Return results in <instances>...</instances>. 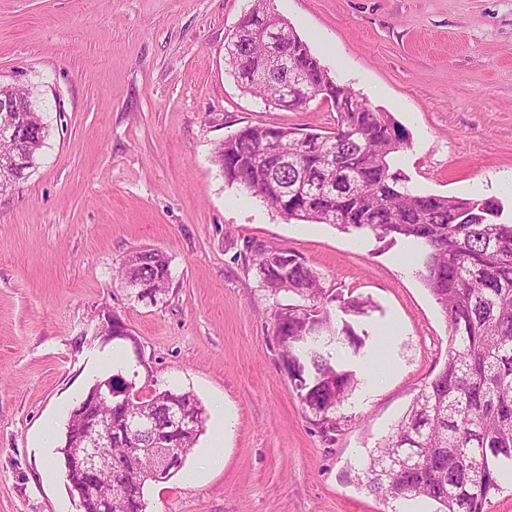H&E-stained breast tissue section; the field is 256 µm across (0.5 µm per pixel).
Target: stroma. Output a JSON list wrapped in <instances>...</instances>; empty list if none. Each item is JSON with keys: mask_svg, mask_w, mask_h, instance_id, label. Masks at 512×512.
Segmentation results:
<instances>
[{"mask_svg": "<svg viewBox=\"0 0 512 512\" xmlns=\"http://www.w3.org/2000/svg\"><path fill=\"white\" fill-rule=\"evenodd\" d=\"M251 0H0V82L33 88L49 127L29 178L0 192V512H79L46 423L63 429L111 375L108 314L137 337L124 376L193 391L224 414V446L200 436L183 469L149 486V512H435L391 508L354 469L448 354L445 318L416 274L411 242L286 221L228 185L214 148L240 128H334L316 99L273 109L243 89L224 46ZM340 86L391 113L406 144L391 159L421 194L496 199L512 221V0H273ZM276 244L304 258L357 317L377 360L324 434L279 358L276 304L242 254ZM170 259L162 301L131 298L124 257ZM392 365L382 380L373 363ZM223 464L211 468V453Z\"/></svg>", "mask_w": 512, "mask_h": 512, "instance_id": "stroma-1", "label": "stroma"}]
</instances>
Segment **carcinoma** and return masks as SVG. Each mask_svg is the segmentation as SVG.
<instances>
[{"instance_id": "obj_1", "label": "carcinoma", "mask_w": 512, "mask_h": 512, "mask_svg": "<svg viewBox=\"0 0 512 512\" xmlns=\"http://www.w3.org/2000/svg\"><path fill=\"white\" fill-rule=\"evenodd\" d=\"M251 12L263 14L270 26L283 24L272 0H253ZM231 39L237 51L225 59L244 88L275 108L284 106L277 100L279 76L269 72L271 60L250 28L249 13ZM296 63L315 85L332 91L324 100L336 109L334 130L319 134L246 125L215 148L214 162L228 184L262 198L279 213L296 207L290 221L398 237L420 250L418 276L448 324V355L368 453L355 478L386 503L419 498L437 503V512H487L501 479L512 477V224L499 221L501 206L493 198L413 192L406 178L391 171L390 159L404 147L405 134L390 113L375 111L337 85L310 51ZM29 94L25 86L0 84V123L18 121L21 128L13 138L0 139V157L18 159L0 169V186L7 188L28 178L48 135ZM249 262L266 292L294 297L270 317L281 365L313 422L326 433L336 431V412L357 377L334 355V345L342 342L358 356L368 334L357 333L346 319L336 322L331 303L340 302L346 315L361 316L367 301L339 300L320 273L285 247L262 245ZM118 278L135 290V298L148 294L155 304L171 279L169 259L154 248L134 251L119 266ZM106 327L112 339L139 352L137 338L119 316L112 315ZM136 376L135 371L128 379L118 371L94 381L112 384V399L95 408L103 420H112V443L97 453L128 463L121 480L107 470L96 472L94 490L112 498V512H146L145 489L155 483L150 473L158 460L150 448L156 436L127 433L130 418L149 415L161 430L177 413L191 420L192 428L167 437L183 460L205 431L206 411L193 392L164 389L142 395Z\"/></svg>"}]
</instances>
